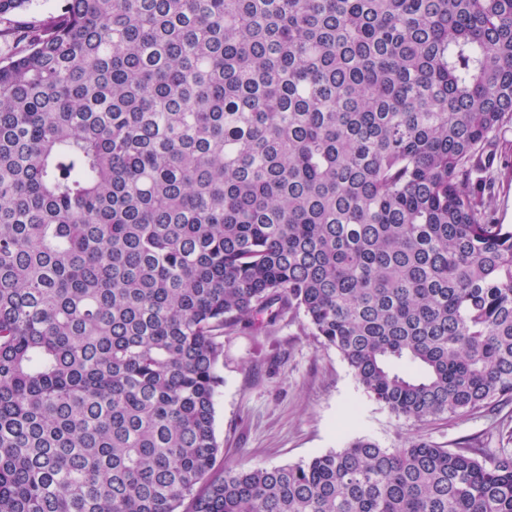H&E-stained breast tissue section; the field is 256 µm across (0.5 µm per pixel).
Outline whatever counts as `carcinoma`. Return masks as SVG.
<instances>
[{
    "mask_svg": "<svg viewBox=\"0 0 512 512\" xmlns=\"http://www.w3.org/2000/svg\"><path fill=\"white\" fill-rule=\"evenodd\" d=\"M0 62V512H512V419L217 465L224 329L392 413L512 404V0H62Z\"/></svg>",
    "mask_w": 512,
    "mask_h": 512,
    "instance_id": "1",
    "label": "carcinoma"
}]
</instances>
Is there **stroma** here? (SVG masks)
<instances>
[{
    "mask_svg": "<svg viewBox=\"0 0 512 512\" xmlns=\"http://www.w3.org/2000/svg\"><path fill=\"white\" fill-rule=\"evenodd\" d=\"M215 434L225 466L296 464L368 438L397 448L413 436L441 446L476 437L497 447L487 413L417 423L388 411L355 381L347 363L312 336L304 316L258 330L224 332Z\"/></svg>",
    "mask_w": 512,
    "mask_h": 512,
    "instance_id": "1",
    "label": "stroma"
}]
</instances>
